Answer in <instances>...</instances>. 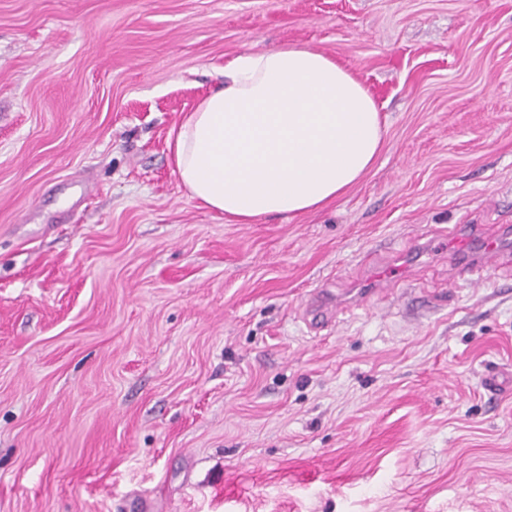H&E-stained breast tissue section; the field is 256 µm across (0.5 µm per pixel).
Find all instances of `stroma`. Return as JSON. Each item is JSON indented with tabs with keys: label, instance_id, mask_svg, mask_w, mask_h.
I'll return each instance as SVG.
<instances>
[{
	"label": "stroma",
	"instance_id": "obj_1",
	"mask_svg": "<svg viewBox=\"0 0 512 512\" xmlns=\"http://www.w3.org/2000/svg\"><path fill=\"white\" fill-rule=\"evenodd\" d=\"M292 43L380 155L230 223L169 136ZM452 224L512 225V0H0V512H512V241ZM470 224H455L448 232V238L465 237L468 246L459 252V263L464 273L471 275V282H481L492 271L502 242L511 234L510 226L497 231L496 234L469 236L467 227Z\"/></svg>",
	"mask_w": 512,
	"mask_h": 512
}]
</instances>
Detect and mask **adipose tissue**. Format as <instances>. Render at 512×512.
Here are the masks:
<instances>
[{"instance_id": "adipose-tissue-1", "label": "adipose tissue", "mask_w": 512, "mask_h": 512, "mask_svg": "<svg viewBox=\"0 0 512 512\" xmlns=\"http://www.w3.org/2000/svg\"><path fill=\"white\" fill-rule=\"evenodd\" d=\"M382 137L375 99L347 69L285 45L229 61L168 149L191 200L249 224L325 208L371 168Z\"/></svg>"}]
</instances>
